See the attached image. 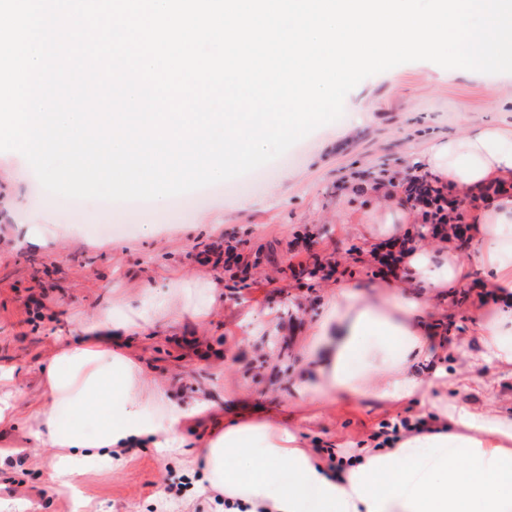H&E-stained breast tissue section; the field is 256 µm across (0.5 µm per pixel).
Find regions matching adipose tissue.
<instances>
[{
  "mask_svg": "<svg viewBox=\"0 0 512 512\" xmlns=\"http://www.w3.org/2000/svg\"><path fill=\"white\" fill-rule=\"evenodd\" d=\"M422 171L451 188L479 189L512 180V133L484 127L433 142L419 159ZM488 272L495 292L483 296L493 313L481 334L483 359L512 369V195H503L462 257L448 245L415 244L404 281L385 280L365 293L340 281L326 305L298 369L300 397L331 402L378 398L428 406L450 433L420 434L394 450L367 449L363 464L331 473L319 456L275 421L233 423L206 440L193 463L211 490L268 512H512V416L469 403H428L448 376L415 373L431 359L428 315L440 291L461 285L471 268ZM205 293L188 311L207 313ZM183 307L150 299L142 308L110 307L77 324L43 369L45 392L30 408L31 437L59 449L55 474L70 485L81 466L110 464L115 450L150 444L175 455L185 432L213 408L197 398L175 401L163 387H147L137 365L117 349L143 332L157 314L180 317Z\"/></svg>",
  "mask_w": 512,
  "mask_h": 512,
  "instance_id": "obj_1",
  "label": "adipose tissue"
}]
</instances>
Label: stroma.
<instances>
[{
  "mask_svg": "<svg viewBox=\"0 0 512 512\" xmlns=\"http://www.w3.org/2000/svg\"><path fill=\"white\" fill-rule=\"evenodd\" d=\"M497 95H489L491 85ZM493 126L512 132V74L445 69L429 61L398 65L360 82L344 113L274 161L238 178L136 209L48 194L18 152H0V367L13 370L15 422L0 427V512H160L161 500L184 493L189 512H216L214 494L189 486L188 455L153 448L122 455L116 466L87 465L75 492L57 491L55 451L29 436V404L43 396L42 369L61 335L113 302L141 307L172 284L215 283L220 301L207 316H162L124 352L176 400L203 397L213 414L192 440L208 438L235 417L272 414L307 450L355 445L385 420L420 415V408L374 398L330 405L296 394L300 346L319 320L334 282L309 287L288 267L290 244L314 236L315 250L334 253L346 279L374 284L370 262H354V228L382 224L407 203L401 185L375 189L380 171L407 174L431 143ZM259 252L257 285L235 286L206 250L224 238ZM484 270L434 301L432 323L448 341L435 362L457 377L464 355L481 349L479 303ZM274 323V336L255 325ZM461 397L477 408L512 409V371L483 364Z\"/></svg>",
  "mask_w": 512,
  "mask_h": 512,
  "instance_id": "1",
  "label": "stroma"
}]
</instances>
